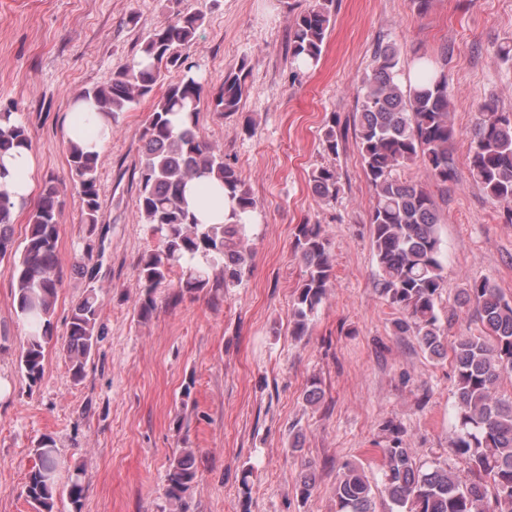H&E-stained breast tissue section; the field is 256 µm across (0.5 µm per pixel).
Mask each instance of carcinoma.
I'll use <instances>...</instances> for the list:
<instances>
[{
    "label": "carcinoma",
    "instance_id": "carcinoma-1",
    "mask_svg": "<svg viewBox=\"0 0 512 512\" xmlns=\"http://www.w3.org/2000/svg\"><path fill=\"white\" fill-rule=\"evenodd\" d=\"M333 0H317L292 26L288 49L295 69L318 67L324 41L333 23ZM174 18L153 29L138 52L102 85L85 89L98 112L118 125L139 101L165 87L146 117L141 140L135 206L141 223L157 240L137 264L143 288L137 318L146 321L156 309L155 294L180 273V288L189 294L238 285L250 269L252 253L245 247L250 225L241 215L254 213L257 202L224 152L198 134L203 85L186 64L185 51L195 43L204 22L198 12L177 9ZM426 74L403 81V65L394 45L380 46L374 66L362 79L355 139L362 167L374 192L369 212L370 239L378 268V293L400 314L397 332L411 336L431 358L452 350L456 371L454 430L448 447L465 460L463 470L448 468L435 456L421 461L417 449L404 443L405 429L389 420L383 427L388 444L382 449L379 476L372 481L361 465L348 462L336 478V512H512V398L499 394L504 375L512 373V301L490 280H475L466 289L476 304L479 331L448 342L436 304L444 288L440 217L432 193L401 177L420 162L429 177L445 185L457 177L449 152L455 136L450 120L451 91L445 65L420 58ZM180 71L175 81L167 74ZM246 65L224 79L211 100V110L237 113L246 93ZM188 122L175 126L173 116ZM341 131L327 126L323 144L338 153ZM31 147L28 129L15 109H0V156ZM70 179L82 201L81 223L94 232L99 221V156L68 145ZM467 168L491 203L512 215V112L491 102L477 106ZM209 176L237 208L222 224H202L186 203L187 183ZM315 193L330 202L340 191L336 169L320 167L308 175ZM62 204L54 179H48L28 212L26 235L14 240V205L0 183V260L15 289V311L26 334L19 369L29 386L44 375L46 347L54 338L53 316L61 281L57 250ZM294 250L305 274L294 298L293 334L303 336L323 306L333 263L329 241L320 224L297 225ZM100 299L91 288L75 303L66 322L60 350L76 380L85 376L88 361L102 339ZM37 463L25 483L32 512H54L59 491V461L53 439L45 436L34 448ZM196 452L183 448L169 459L165 500L183 503L198 482ZM85 487L81 470L70 478L67 494L80 506Z\"/></svg>",
    "mask_w": 512,
    "mask_h": 512
}]
</instances>
